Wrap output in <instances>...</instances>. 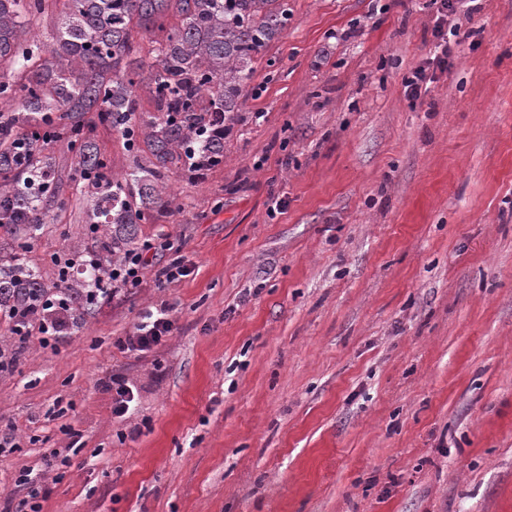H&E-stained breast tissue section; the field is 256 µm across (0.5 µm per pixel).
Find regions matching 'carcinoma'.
<instances>
[{
	"instance_id": "1",
	"label": "carcinoma",
	"mask_w": 512,
	"mask_h": 512,
	"mask_svg": "<svg viewBox=\"0 0 512 512\" xmlns=\"http://www.w3.org/2000/svg\"><path fill=\"white\" fill-rule=\"evenodd\" d=\"M62 4L51 45L33 19ZM288 0H0V309H31L49 290L64 292L71 325L92 307L82 288L135 248L138 224L172 211V175L190 178L224 165L225 133L242 123L247 88L271 42L288 27ZM148 37L135 57L134 34ZM146 86L154 110L140 109ZM93 117L86 118L87 114ZM118 134L137 158L117 174L95 133ZM66 144L69 167L51 146ZM149 157L142 160L143 150ZM93 205L92 236L68 249L82 277L46 280L31 266L32 242L68 210L64 181ZM92 256L96 265H82Z\"/></svg>"
}]
</instances>
